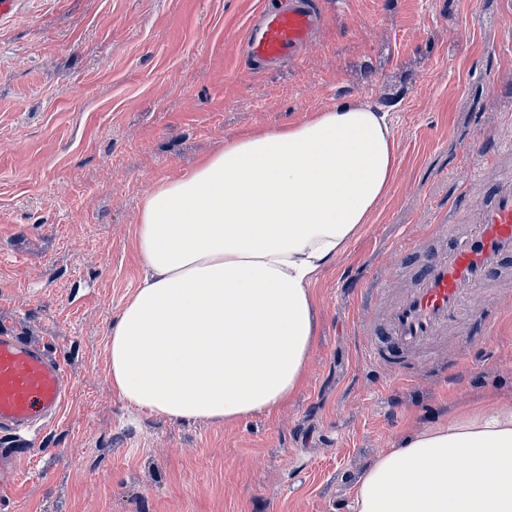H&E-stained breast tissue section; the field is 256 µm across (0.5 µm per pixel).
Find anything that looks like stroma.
<instances>
[{"instance_id":"35a3bbf8","label":"stroma","mask_w":512,"mask_h":512,"mask_svg":"<svg viewBox=\"0 0 512 512\" xmlns=\"http://www.w3.org/2000/svg\"><path fill=\"white\" fill-rule=\"evenodd\" d=\"M268 0H18L0 21V331L44 342L65 414L0 512H351L405 436L487 399L512 409V309L484 353L405 380L370 365L358 320L404 240L470 218L463 177L512 173V0H320L299 67L251 70L238 42ZM342 103L390 114L392 185L313 286L302 387L271 415L176 423L113 391L109 331L143 277V195L243 132Z\"/></svg>"}]
</instances>
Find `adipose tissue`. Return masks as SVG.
Returning a JSON list of instances; mask_svg holds the SVG:
<instances>
[{
    "instance_id": "1",
    "label": "adipose tissue",
    "mask_w": 512,
    "mask_h": 512,
    "mask_svg": "<svg viewBox=\"0 0 512 512\" xmlns=\"http://www.w3.org/2000/svg\"><path fill=\"white\" fill-rule=\"evenodd\" d=\"M386 113L341 105L230 138L154 184L135 237L144 276L109 334L113 390L174 422L269 414L301 388L312 287L390 189ZM352 512H512V411L412 434L357 483Z\"/></svg>"
}]
</instances>
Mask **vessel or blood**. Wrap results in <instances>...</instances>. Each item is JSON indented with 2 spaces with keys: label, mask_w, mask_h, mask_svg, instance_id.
Returning a JSON list of instances; mask_svg holds the SVG:
<instances>
[{
  "label": "vessel or blood",
  "mask_w": 512,
  "mask_h": 512,
  "mask_svg": "<svg viewBox=\"0 0 512 512\" xmlns=\"http://www.w3.org/2000/svg\"><path fill=\"white\" fill-rule=\"evenodd\" d=\"M321 20L316 0H282L250 20L241 52L253 68L299 63ZM512 304V177L483 202L474 221L433 224L387 264L363 322L364 357L410 377L441 361L449 343L481 349L490 311ZM69 387L61 363L38 342L0 332V438L24 440L58 419ZM24 452L0 449V501L10 499Z\"/></svg>",
  "instance_id": "b4317fda"
}]
</instances>
